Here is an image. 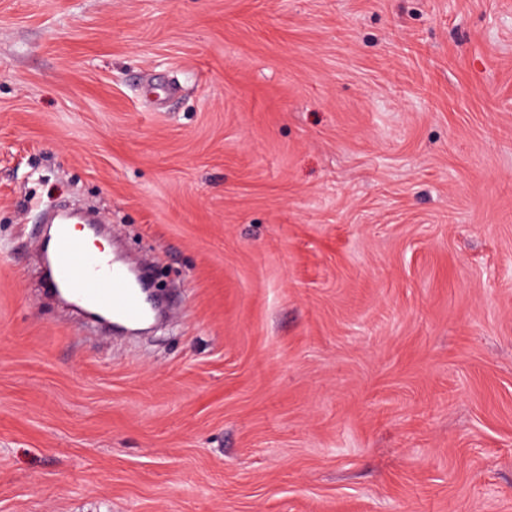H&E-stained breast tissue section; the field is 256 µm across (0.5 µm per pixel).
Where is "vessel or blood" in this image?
Returning <instances> with one entry per match:
<instances>
[{"label":"vessel or blood","instance_id":"b4317fda","mask_svg":"<svg viewBox=\"0 0 512 512\" xmlns=\"http://www.w3.org/2000/svg\"><path fill=\"white\" fill-rule=\"evenodd\" d=\"M52 271L53 288L64 291L79 307L127 323L141 321L148 314L126 267L105 254H90L84 239L71 232L65 219L58 222Z\"/></svg>","mask_w":512,"mask_h":512}]
</instances>
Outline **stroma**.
<instances>
[{"label":"stroma","instance_id":"35a3bbf8","mask_svg":"<svg viewBox=\"0 0 512 512\" xmlns=\"http://www.w3.org/2000/svg\"><path fill=\"white\" fill-rule=\"evenodd\" d=\"M0 512H512V0H0ZM66 219L58 220L52 230L55 243L52 251V287L64 291L72 302L82 308L103 313L120 322L143 320L148 309L137 289L133 288L123 265L92 244L89 231L79 230ZM85 238L75 236L71 230Z\"/></svg>","mask_w":512,"mask_h":512}]
</instances>
